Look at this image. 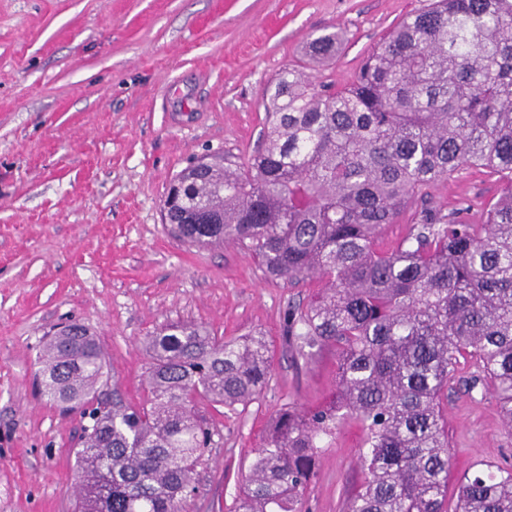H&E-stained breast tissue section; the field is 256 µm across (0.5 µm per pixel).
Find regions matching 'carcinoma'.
Wrapping results in <instances>:
<instances>
[{
	"mask_svg": "<svg viewBox=\"0 0 512 512\" xmlns=\"http://www.w3.org/2000/svg\"><path fill=\"white\" fill-rule=\"evenodd\" d=\"M338 33L307 42L315 64ZM262 149L249 166L223 157L178 174L165 218L184 242L250 251L290 283L322 284L292 305L283 334L300 352L336 349L325 405L276 413L253 451L231 512H301L317 463L343 422L365 434L363 479L346 512H512V465L477 461L446 506L451 455L440 408L473 369L512 428V0H433L406 17L340 90L298 68L269 83ZM470 167L497 177L485 222L417 212L386 247L423 187ZM146 401L94 404L104 374L96 336L77 322L44 346L42 395L87 420L76 452L78 512H185L214 436L200 398L231 410L271 377L254 333L224 340L177 322L146 337Z\"/></svg>",
	"mask_w": 512,
	"mask_h": 512,
	"instance_id": "1",
	"label": "carcinoma"
}]
</instances>
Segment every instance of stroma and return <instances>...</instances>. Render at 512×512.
Masks as SVG:
<instances>
[{
	"label": "stroma",
	"instance_id": "1",
	"mask_svg": "<svg viewBox=\"0 0 512 512\" xmlns=\"http://www.w3.org/2000/svg\"><path fill=\"white\" fill-rule=\"evenodd\" d=\"M432 0H0V512H73L81 418L36 386L42 340L75 320L97 336L109 389L145 397V336L191 321L214 336L260 332L272 372L260 396L197 408L215 429L187 512H230L250 452L287 406L335 392L336 355L303 357L284 315L319 290L264 272L234 243L185 244L164 217L174 176L200 158L247 164L264 126L267 85L302 62L308 36L338 31L336 59L307 69L313 86H347L363 59ZM494 177L464 169L413 198L385 230L402 239L424 204L483 223ZM452 466L512 465L489 388L441 403ZM361 428L345 424L319 460L305 512H345L361 480Z\"/></svg>",
	"mask_w": 512,
	"mask_h": 512
}]
</instances>
